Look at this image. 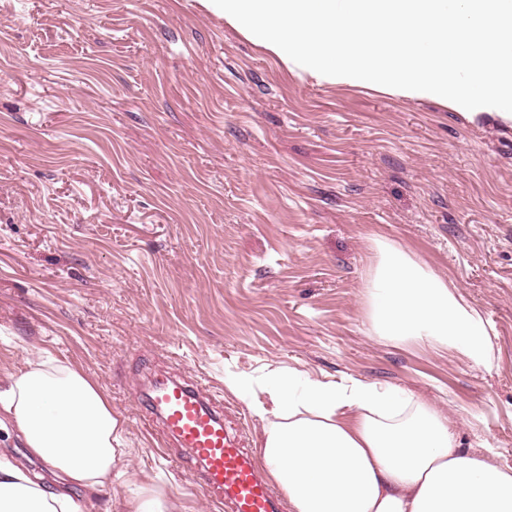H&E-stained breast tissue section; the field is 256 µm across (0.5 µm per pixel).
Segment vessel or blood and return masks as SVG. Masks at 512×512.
<instances>
[{
  "label": "vessel or blood",
  "instance_id": "obj_1",
  "mask_svg": "<svg viewBox=\"0 0 512 512\" xmlns=\"http://www.w3.org/2000/svg\"><path fill=\"white\" fill-rule=\"evenodd\" d=\"M138 399L157 421L163 446L183 452L195 480L223 502L226 512H280L251 451L206 391L187 381L165 379Z\"/></svg>",
  "mask_w": 512,
  "mask_h": 512
}]
</instances>
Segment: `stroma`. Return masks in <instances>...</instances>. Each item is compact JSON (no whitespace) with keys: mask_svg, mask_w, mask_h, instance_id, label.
Returning <instances> with one entry per match:
<instances>
[{"mask_svg":"<svg viewBox=\"0 0 512 512\" xmlns=\"http://www.w3.org/2000/svg\"><path fill=\"white\" fill-rule=\"evenodd\" d=\"M373 236L482 313L490 367L366 335ZM45 352L126 420L93 512L147 476L224 512L131 395L172 374L251 449L250 401L292 369L412 391L512 466V120L313 77L202 0H0V379ZM0 457L57 482L6 420Z\"/></svg>","mask_w":512,"mask_h":512,"instance_id":"1","label":"stroma"}]
</instances>
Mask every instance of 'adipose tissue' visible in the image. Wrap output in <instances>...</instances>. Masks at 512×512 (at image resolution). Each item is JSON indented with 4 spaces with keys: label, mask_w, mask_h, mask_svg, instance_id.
Here are the masks:
<instances>
[{
    "label": "adipose tissue",
    "mask_w": 512,
    "mask_h": 512,
    "mask_svg": "<svg viewBox=\"0 0 512 512\" xmlns=\"http://www.w3.org/2000/svg\"><path fill=\"white\" fill-rule=\"evenodd\" d=\"M361 290L367 335L491 362L481 312L426 261L374 237ZM273 404L252 402L263 423L259 459L288 512H512V467L494 449L463 448L447 414L398 387L275 375ZM0 417L61 481L52 489L0 460V512H91L94 496L125 473V421L81 369L26 360L0 388ZM80 487L83 499L69 487Z\"/></svg>",
    "instance_id": "ef3b65f1"
}]
</instances>
